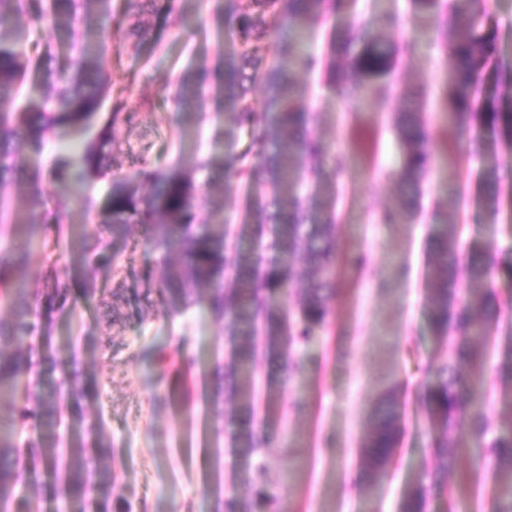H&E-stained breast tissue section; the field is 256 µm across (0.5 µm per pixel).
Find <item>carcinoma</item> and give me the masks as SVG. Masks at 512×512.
<instances>
[{"instance_id":"obj_1","label":"carcinoma","mask_w":512,"mask_h":512,"mask_svg":"<svg viewBox=\"0 0 512 512\" xmlns=\"http://www.w3.org/2000/svg\"><path fill=\"white\" fill-rule=\"evenodd\" d=\"M154 0H86L98 8L101 24L120 39H139L145 32L143 15ZM190 0H167L165 22L184 30V4ZM251 9L234 18L231 48L224 52V67L215 73L224 86V111L231 114L237 130H248L249 152L256 164L247 170V183L255 172L266 174L274 186L278 212L270 220L271 239L264 245L272 253L261 263V243L237 234L234 252L226 255L227 236L224 208L211 212L202 222L196 196L217 180H224L234 164L214 156L197 161L196 170L206 180L195 183L192 173L157 172L150 176L145 196L123 178H112L102 221L118 232L127 224L150 226L151 245L163 256L160 294L174 311L183 308L190 296L206 300L217 318H231L236 327L230 386L239 392L242 427L233 440L255 455L263 452L264 435L252 426L255 396L253 372L256 348L253 343L257 322L263 323L268 343L285 355L284 373L293 377L300 354L328 324V300L336 286V188L324 191L325 166L342 170V163L326 145L309 133L313 114L305 106L306 85L296 74L325 73L335 95L351 107L364 95L380 105L400 102L395 128L402 147L400 169L395 174L397 201L382 214L388 224L413 221L420 210V187L431 159L430 132L422 119L425 90L401 93L397 54L415 50L411 39L392 44L381 35L358 26L338 36L331 31L326 50L320 54L304 50L298 32L336 12L338 0H250ZM477 0H412L417 16L434 19L436 37L451 44L449 58L453 70L450 108L459 131L466 132L476 121L485 122L492 132L512 134V102L503 91L512 86V71L501 62L492 30L479 22ZM25 15L31 24L49 27L75 38L86 34L91 11L76 12L74 0H0V186L10 180L30 187L29 223L43 215L49 191L42 187L40 170L30 160L44 153L47 144L74 140L95 119L102 125L97 135L85 141L73 168L54 175V189L68 190L82 185L101 170L116 143L115 130L122 114L131 111L119 99L108 111L104 102L112 90L108 48L79 40L66 66L41 72V54L26 49L25 29L18 25ZM263 33L276 45V58L262 65L254 34ZM358 46L350 55L348 48ZM42 74L44 95L20 107L4 103L16 99L29 71ZM260 84L265 104L257 111L247 98L243 82ZM205 81L202 70L184 71L176 79L174 102L188 111ZM483 201L491 217H496L503 200L502 175L496 164L480 173ZM328 196H323V193ZM458 228L436 224L431 239L433 266L428 282L432 303L430 325L434 336L448 339L452 349L448 360L433 367L422 385V401L432 426L429 451L435 460L423 472L418 484L407 491L400 512H425L430 499H443L448 512H469L473 505L456 500L452 477L459 458L473 459L471 479L480 490H488L490 512H512V423L492 428L485 406L489 397L486 364L489 336L501 331L500 310L492 301L489 279L494 270L512 277V263L496 266L493 256L473 250L460 261L454 247ZM19 246L0 249V305L12 306L15 289L7 275L10 268L24 263ZM80 260L91 266L110 267L115 254L97 238L83 239ZM299 261L310 275L295 280L292 269ZM234 272V288L224 292V271ZM296 289L298 308L290 312L271 305L276 293ZM43 334L42 315L26 310L9 323L0 321V400H10L9 409L0 410V512H20L31 506L30 497L49 494L58 482L60 450L39 438L21 443L18 426L36 425L53 416L59 395L51 391L33 406L20 405L18 393L28 372L22 345ZM498 379L512 384V329L504 343L495 344ZM403 415L391 390L378 401L361 441L360 466L363 482L376 488L387 477L388 466L400 442ZM91 446L83 442L67 449L64 483V512H110L115 476L105 464L109 449L96 440L90 427ZM266 470L256 469V490L242 505L231 498L216 504L215 512H265L272 498L265 489Z\"/></svg>"}]
</instances>
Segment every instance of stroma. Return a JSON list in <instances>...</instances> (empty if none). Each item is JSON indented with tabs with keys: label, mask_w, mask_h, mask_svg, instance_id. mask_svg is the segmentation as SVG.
<instances>
[{
	"label": "stroma",
	"mask_w": 512,
	"mask_h": 512,
	"mask_svg": "<svg viewBox=\"0 0 512 512\" xmlns=\"http://www.w3.org/2000/svg\"><path fill=\"white\" fill-rule=\"evenodd\" d=\"M247 5L248 0H192L188 28L180 32L164 24L166 2L157 0L146 18V36L135 44L120 43L104 28L90 32L91 40L121 50L112 68L115 87L130 103L148 98L154 108L120 124V150L105 174L88 179L85 191L95 210L69 207L68 222L56 224V211L69 205L54 196L41 222L31 224L28 186L4 190L11 206L0 215V243L29 244L24 264L13 273L25 288L15 308L39 307L59 282L67 283L72 298L47 316L49 344L37 340L25 347L33 363L28 395L34 399L53 390L73 370L94 381L79 404L61 399L60 424L45 425L42 433L74 440L84 427H100L118 476L112 496L131 512H213L220 499L247 502L261 463L274 512H399L406 487L432 464L431 427L419 392L431 368L448 355L447 341L435 339L428 327L431 226L441 219L459 225V252L491 247L502 260H512V220L503 213L490 218L479 183L481 168L492 161L504 176L512 175V142L501 138L493 152L476 153L470 138L453 130L448 56L433 42L430 22L414 18L410 0H342L309 33V47L320 52L331 30L368 23L382 33L388 16L405 19V32L418 41L419 51L401 60L402 86L431 91L425 115L433 154L423 214L412 224L380 219L395 201L392 175L401 165L392 109L368 99L344 108L324 78L304 76L310 89L306 103L317 115L313 133L344 162L336 219L338 285L327 331L304 352L291 381L282 380L265 336H256L255 425L269 443L260 457L234 447L239 400L224 385L234 350L227 320L215 319L201 301L181 312L169 310L158 295L163 260L149 243V225L130 224L116 234L101 223L97 209L112 177L141 185L145 171L177 166L200 181L197 158L247 152L248 137L230 134L232 121L218 102L216 82L204 85L190 113L180 112L172 100L177 74L216 70L230 47L231 10ZM217 200L236 228L244 225L249 201L275 208L266 183L249 189L234 180L199 193L201 215ZM247 228L257 239L268 236L258 225ZM84 234L116 253L114 268L73 263V245ZM359 256L365 260L361 268L353 264ZM87 285L104 292L105 303L83 300ZM177 345L196 358L190 371L157 360L158 352ZM391 387L401 403L403 434L384 486L368 493L360 479L359 441Z\"/></svg>",
	"instance_id": "stroma-1"
}]
</instances>
